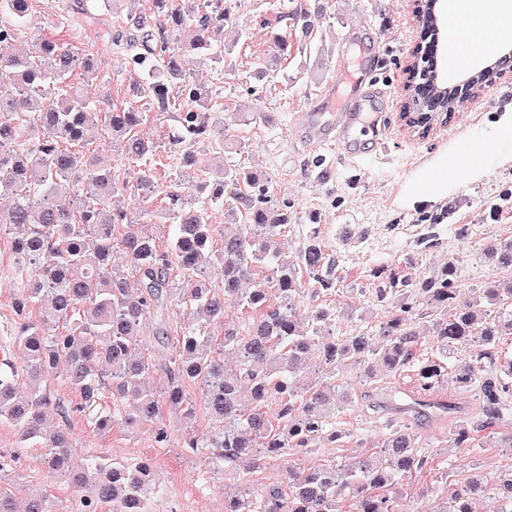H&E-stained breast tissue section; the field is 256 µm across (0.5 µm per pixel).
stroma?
<instances>
[{
    "label": "stroma",
    "mask_w": 512,
    "mask_h": 512,
    "mask_svg": "<svg viewBox=\"0 0 512 512\" xmlns=\"http://www.w3.org/2000/svg\"><path fill=\"white\" fill-rule=\"evenodd\" d=\"M287 0H224L231 18L224 24V42L234 48L230 65L221 67L208 57L194 60L199 84L208 87L216 121L225 123V158L247 144L248 162L264 174L274 199L288 203L296 229L283 248L294 258L302 237L301 227L318 224L327 252L339 262L334 290L317 291L307 282L300 315L318 306L336 308L337 333L349 335L374 329L391 310L378 302L373 268L394 264L413 274L428 275L447 263L461 272L464 291L512 276L485 255L488 240L512 236V126L499 122L506 104L512 103V72L485 82L467 109L454 113L430 129L408 127L402 106L409 91L406 71L418 41L420 24L414 0H304L315 11L313 44L324 46L323 57L303 53L298 36L288 38L279 50L274 33L283 31L279 15ZM77 0H33L40 16L32 39L58 37L85 54L95 56L112 81L101 87L76 76L89 98L107 93L114 106L128 103L136 75L129 71L113 47L124 14L123 0H98L89 12L75 10ZM378 59L377 74L385 96L373 97L376 129L382 150L363 149L356 158L337 157L324 164L322 150L309 139L307 104L343 69L349 55ZM174 121L167 112L147 111L140 133L158 144L161 162L157 182L166 186L180 156L169 145ZM478 155L479 173L468 167ZM332 171L320 178L321 169ZM19 285L10 237L0 238V363L18 361V319L14 294ZM345 388L353 405L342 417L345 437L321 444L319 450L293 456L294 464L314 468L332 461L348 462L361 453L379 451L386 435L380 415L364 409L361 397L368 383L355 372L345 375ZM169 427L168 447H158L151 427L128 433L114 422L108 433L94 431L87 416H73L71 432L77 450H94L127 462L148 459L164 488L151 499L148 512H224V471L208 467L180 446L185 425L179 415L162 408ZM450 421L422 417L414 429L432 460L421 472L398 485L403 512L426 508L438 512L451 488L471 477L482 479L485 490L479 512H502L494 487L502 470L512 466V452L501 439L512 432V416L495 433H480L478 450L448 446ZM0 454L13 457L9 471L13 492L23 497L36 487L52 500L56 512H65L75 491L33 463L34 449L21 447L17 427L0 423Z\"/></svg>",
    "instance_id": "35a3bbf8"
}]
</instances>
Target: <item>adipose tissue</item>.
<instances>
[{
    "label": "adipose tissue",
    "mask_w": 512,
    "mask_h": 512,
    "mask_svg": "<svg viewBox=\"0 0 512 512\" xmlns=\"http://www.w3.org/2000/svg\"><path fill=\"white\" fill-rule=\"evenodd\" d=\"M447 9L454 21L467 28L466 49L456 57L459 68L474 65L512 37V11L503 0H448Z\"/></svg>",
    "instance_id": "obj_1"
}]
</instances>
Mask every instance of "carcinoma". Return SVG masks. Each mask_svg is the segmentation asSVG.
Returning <instances> with one entry per match:
<instances>
[{"instance_id": "obj_1", "label": "carcinoma", "mask_w": 512, "mask_h": 512, "mask_svg": "<svg viewBox=\"0 0 512 512\" xmlns=\"http://www.w3.org/2000/svg\"><path fill=\"white\" fill-rule=\"evenodd\" d=\"M125 2L123 56L141 77L127 106L104 113L71 81L78 69L105 84L96 60L56 39L15 49L34 16L29 0H0V82L14 88L0 94V196L9 199L0 207V226L9 227L25 273L14 298L21 365L0 368V422L19 428L22 447L40 449L34 465L77 488L79 512H101L107 504L112 512H146L160 488L153 465L75 453L70 415H94L99 432L118 417L132 433L149 424L164 448L170 436L161 405L193 418L185 389L197 384L210 427L204 437L187 432L185 450L224 465L226 476L261 469L269 459L287 461L281 481L258 493L243 481L224 486V512H342L347 497L353 512H401L396 486L431 460L411 421L448 415L454 418L450 447L474 449L477 433L512 410V361L499 357L502 340L512 336V276L487 283L471 298L461 294L452 263L429 277L376 267L377 298L392 309L376 330L338 336L336 309L324 306L301 322L305 279L327 290L338 280L319 225H309L294 260L282 259L278 244L288 239L293 219L288 205L268 196L266 179L253 168L212 163L225 127L214 122L211 97L196 84L191 63L207 56L224 66V0L187 11L176 0H152L151 14L139 10L137 0ZM281 20L304 38L311 32V14L301 7H286ZM148 106L171 109L178 119L172 146L182 162L163 207L153 203L157 147L138 133ZM106 139L121 163L137 168L136 184L101 161L98 148ZM128 192L138 194L146 223L169 227L165 248L140 230L136 216L112 208V198ZM217 209L240 226L218 246ZM486 251L512 268L511 237L494 240ZM175 271L193 288L178 291ZM174 307L187 322L173 342ZM33 308L41 314L38 324L29 321ZM232 308L248 317L228 319ZM148 318L155 342L168 349L160 387L139 352ZM425 318L437 353L420 365L419 387L404 395L385 390L366 405L385 412L384 452L315 468L288 463L321 441L342 438L338 373L353 365L371 380L380 369L396 373L414 363ZM311 362L325 371L318 385L301 376ZM448 363L460 386L477 391V417L433 393ZM61 365L79 397L70 407L47 389ZM21 379L29 391L19 389ZM271 403L275 422L266 410ZM48 408L61 419L50 431ZM7 466L0 459V512H18L2 486ZM476 490L475 484L453 490L443 512H477ZM24 512L55 510L32 489Z\"/></svg>"}]
</instances>
